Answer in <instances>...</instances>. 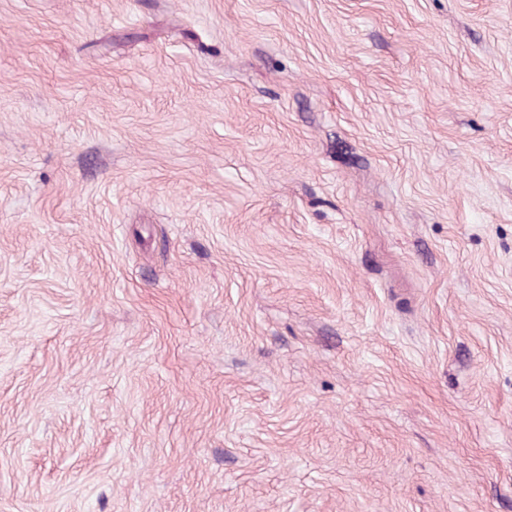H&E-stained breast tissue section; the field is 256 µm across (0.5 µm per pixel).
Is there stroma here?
<instances>
[{
    "label": "stroma",
    "instance_id": "stroma-1",
    "mask_svg": "<svg viewBox=\"0 0 512 512\" xmlns=\"http://www.w3.org/2000/svg\"><path fill=\"white\" fill-rule=\"evenodd\" d=\"M0 512H512V0H0Z\"/></svg>",
    "mask_w": 512,
    "mask_h": 512
}]
</instances>
